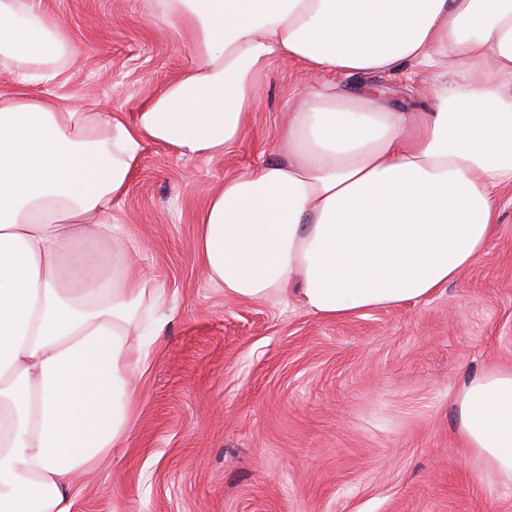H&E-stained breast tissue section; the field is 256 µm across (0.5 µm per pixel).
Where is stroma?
I'll use <instances>...</instances> for the list:
<instances>
[{"instance_id": "obj_1", "label": "stroma", "mask_w": 512, "mask_h": 512, "mask_svg": "<svg viewBox=\"0 0 512 512\" xmlns=\"http://www.w3.org/2000/svg\"><path fill=\"white\" fill-rule=\"evenodd\" d=\"M74 59L49 91L132 112L189 65L187 34L141 0H37ZM301 67L259 79L244 137L213 158L149 146L121 202L140 270L167 296L129 438L73 512H512L457 431L456 395L512 367V187L487 249L431 299L324 320L295 299L234 301L196 250L211 187L274 160Z\"/></svg>"}]
</instances>
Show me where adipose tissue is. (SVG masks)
<instances>
[{
    "label": "adipose tissue",
    "instance_id": "1",
    "mask_svg": "<svg viewBox=\"0 0 512 512\" xmlns=\"http://www.w3.org/2000/svg\"><path fill=\"white\" fill-rule=\"evenodd\" d=\"M191 62L133 112L64 105L75 49L35 0H0V512H72L76 481L127 441L163 318L118 203L146 148L214 157L247 129L273 60L303 71L275 160L212 188L197 250L232 300L295 292L321 319L416 304L489 244L512 184V0H147ZM433 71L422 105L335 74ZM478 469L512 483V369L457 399Z\"/></svg>",
    "mask_w": 512,
    "mask_h": 512
}]
</instances>
